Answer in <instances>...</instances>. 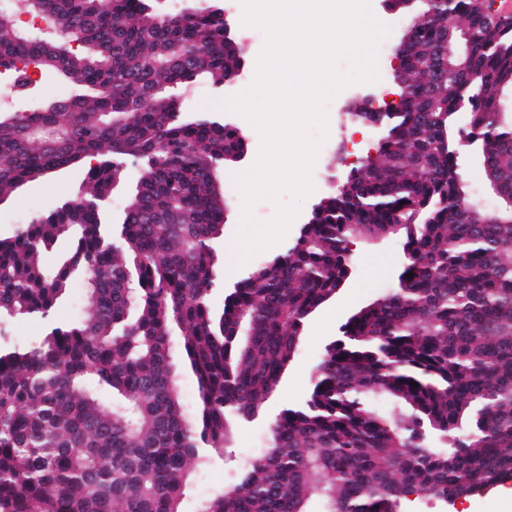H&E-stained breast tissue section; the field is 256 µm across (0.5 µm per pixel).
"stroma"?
Wrapping results in <instances>:
<instances>
[{
	"mask_svg": "<svg viewBox=\"0 0 512 512\" xmlns=\"http://www.w3.org/2000/svg\"><path fill=\"white\" fill-rule=\"evenodd\" d=\"M374 16L391 26L392 31L381 43L378 56L379 79L370 84H354L342 90L328 105L329 135L319 151L318 169L322 178L315 184L314 192L302 203L298 217L286 237L276 246L253 256L234 275L218 277L213 290V303L222 306L224 293L232 288L236 279L244 277L252 266L285 253L306 224L315 206L334 189L335 182L343 181L349 170L357 165L358 155L337 154L335 142L345 138L368 147L378 139L374 126L345 122L342 114L362 100L368 93L393 90L392 72L389 63L404 32L410 16L386 8L384 0H369ZM246 65L240 76L224 88L217 89L206 82L192 85L184 94V106L188 112L223 111L228 122L237 126L247 139V156L238 163H228L218 173V183L228 203L224 219V233L214 247L219 268H226L240 249L238 230L241 220L242 201L236 187L237 175L254 163L260 136L257 130L242 116L227 111L228 99L250 86L255 76V61L264 43L251 40L248 28L235 27ZM81 175L70 170L40 183L20 188L5 202L0 203V233L12 232L29 223L33 218L53 208L63 199L74 197L79 189ZM404 260L399 238L388 236L373 241L359 240L353 247V273L349 283L335 299L320 307L309 319L300 340L298 351L288 368V375L277 394L269 403L270 410H277L285 403H295L304 398L311 381L312 371L320 362L324 347L334 338L339 326L357 309L391 292L397 285V272ZM269 419L261 417L235 428L233 440L223 457L212 458L210 464L193 474L185 488L181 508L183 512H197L200 500L213 490L223 488L231 482L236 470L266 447L269 437Z\"/></svg>",
	"mask_w": 512,
	"mask_h": 512,
	"instance_id": "obj_1",
	"label": "stroma"
}]
</instances>
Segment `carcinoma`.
<instances>
[{"mask_svg":"<svg viewBox=\"0 0 512 512\" xmlns=\"http://www.w3.org/2000/svg\"><path fill=\"white\" fill-rule=\"evenodd\" d=\"M388 2L434 19L397 46L399 104L346 113L383 127L372 163L220 309L226 201L206 161L233 157L239 129L186 117L175 97L240 75L224 8L205 0L158 26L149 0H22L52 28H81L67 54L0 21V68L28 58L46 80L28 111L0 114V200L85 165L79 194L0 235V325H43L36 344H0V512H181L191 472L265 411L308 320L350 279V245L391 235L397 287L339 327L304 399L270 419L268 448L201 512H402L410 495L448 506L512 478V23L489 34L479 0ZM461 35L468 63L450 67ZM463 141L498 198L491 214L470 200ZM129 157L141 175L114 223ZM60 239L69 250L48 271ZM77 281L90 304L61 321ZM181 368L197 381L190 412Z\"/></svg>","mask_w":512,"mask_h":512,"instance_id":"cac0c4a2","label":"carcinoma"}]
</instances>
